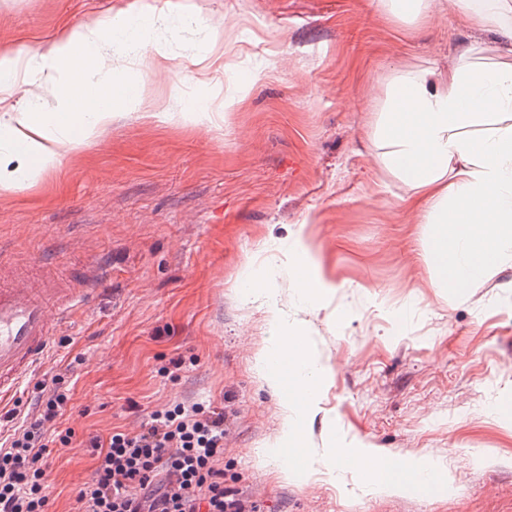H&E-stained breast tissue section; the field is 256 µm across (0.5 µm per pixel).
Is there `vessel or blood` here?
<instances>
[{
  "label": "vessel or blood",
  "mask_w": 512,
  "mask_h": 512,
  "mask_svg": "<svg viewBox=\"0 0 512 512\" xmlns=\"http://www.w3.org/2000/svg\"><path fill=\"white\" fill-rule=\"evenodd\" d=\"M102 280L103 273L95 265L75 286L52 278L37 285L15 277L0 280V398L17 392L46 360L54 336Z\"/></svg>",
  "instance_id": "1"
}]
</instances>
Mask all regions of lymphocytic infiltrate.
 <instances>
[{"mask_svg":"<svg viewBox=\"0 0 512 512\" xmlns=\"http://www.w3.org/2000/svg\"><path fill=\"white\" fill-rule=\"evenodd\" d=\"M61 377L0 442V512H48L45 437L71 400ZM224 415L178 403L150 414L136 432L91 438L95 464L77 491L89 512H263L260 502L225 487Z\"/></svg>","mask_w":512,"mask_h":512,"instance_id":"lymphocytic-infiltrate-1","label":"lymphocytic infiltrate"}]
</instances>
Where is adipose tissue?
Instances as JSON below:
<instances>
[{"mask_svg":"<svg viewBox=\"0 0 512 512\" xmlns=\"http://www.w3.org/2000/svg\"><path fill=\"white\" fill-rule=\"evenodd\" d=\"M487 30L512 28V0H453ZM171 15L151 18L104 13L67 25L32 52L0 50V196L24 189L60 168L77 143L112 125V88L126 82L107 56L156 66L169 60L161 31ZM24 92L25 104L12 103ZM141 117L159 115L212 126L217 112H190L176 99L154 98L146 86L125 97ZM388 114L373 135L390 172L406 187V202L425 229L422 258L436 285L466 294L493 273L512 248V64L466 63L437 77L424 67L399 70L385 98ZM311 231L298 230V254L288 265L306 306L325 295Z\"/></svg>","mask_w":512,"mask_h":512,"instance_id":"1","label":"adipose tissue"}]
</instances>
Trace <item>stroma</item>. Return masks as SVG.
<instances>
[{
	"instance_id": "1",
	"label": "stroma",
	"mask_w": 512,
	"mask_h": 512,
	"mask_svg": "<svg viewBox=\"0 0 512 512\" xmlns=\"http://www.w3.org/2000/svg\"><path fill=\"white\" fill-rule=\"evenodd\" d=\"M166 10L187 17L171 58L127 78L201 111L214 129L144 119L116 103L111 130L0 197V243L32 282L107 269L6 409L31 412L52 376L71 400L50 456V512H86L75 490L96 435L138 431L174 402L223 413L224 484L264 512H512V262L468 295L434 287L407 191L368 139L387 85L409 67L511 63L500 35L452 0L414 27L376 0H0V47L27 51L75 18ZM224 29V55L200 59ZM309 221L332 289L304 309L286 269ZM268 273L278 307L326 368L309 446L343 442L440 463L445 489L372 494L351 474L280 478L281 399L260 359L270 309L244 284ZM190 364L164 376L172 359Z\"/></svg>"
}]
</instances>
